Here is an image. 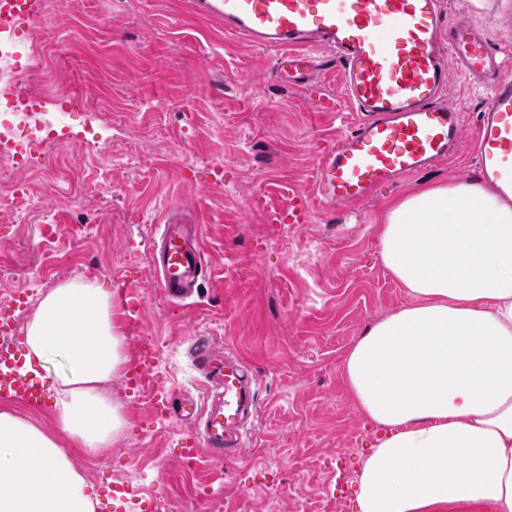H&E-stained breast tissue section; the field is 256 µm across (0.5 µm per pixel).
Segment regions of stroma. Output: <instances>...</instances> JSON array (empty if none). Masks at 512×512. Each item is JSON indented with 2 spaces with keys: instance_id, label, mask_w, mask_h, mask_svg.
Instances as JSON below:
<instances>
[{
  "instance_id": "stroma-1",
  "label": "stroma",
  "mask_w": 512,
  "mask_h": 512,
  "mask_svg": "<svg viewBox=\"0 0 512 512\" xmlns=\"http://www.w3.org/2000/svg\"><path fill=\"white\" fill-rule=\"evenodd\" d=\"M443 17H467L492 46L512 56V0H441ZM21 58L42 75L46 97L68 101L65 127L29 128L56 143L62 177L46 158L20 172L24 198L0 199V307L18 310L10 341L23 354L39 299L73 280L112 290V325L123 362L104 391L125 425L111 448L93 454L60 433L51 408L19 412L56 435L99 500L131 490L152 512H355L356 479L378 433L366 425L337 372L354 340L407 303L387 273L375 224L381 207L422 184L478 174L472 143L487 98L450 72L440 101L454 108L462 137L447 161L383 188L356 207H311L306 223L270 224L265 212L289 189L314 190L321 155L358 120L342 101L340 64L318 50L312 80L271 77L274 51L225 33L191 0H44L17 26ZM336 106L319 111L314 102ZM199 225L207 260L198 295L170 301L157 291L151 257L160 225ZM137 330H130L133 314ZM209 336L256 375L259 416L235 459L180 468L171 451L192 424L153 415L126 383L142 354L173 398L200 396L189 348Z\"/></svg>"
}]
</instances>
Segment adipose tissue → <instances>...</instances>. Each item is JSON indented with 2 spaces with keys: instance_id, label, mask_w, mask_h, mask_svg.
Instances as JSON below:
<instances>
[{
  "instance_id": "obj_1",
  "label": "adipose tissue",
  "mask_w": 512,
  "mask_h": 512,
  "mask_svg": "<svg viewBox=\"0 0 512 512\" xmlns=\"http://www.w3.org/2000/svg\"><path fill=\"white\" fill-rule=\"evenodd\" d=\"M382 263L408 304L367 327L340 376L377 445L357 478V512H512V203L477 178L387 203ZM112 292L53 288L26 324V362L51 381L62 431L111 448L124 418L101 388L122 363ZM93 487L55 438L0 411V512H95Z\"/></svg>"
}]
</instances>
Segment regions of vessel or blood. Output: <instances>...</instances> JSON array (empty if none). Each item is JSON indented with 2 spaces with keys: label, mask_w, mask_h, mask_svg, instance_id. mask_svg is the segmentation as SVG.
<instances>
[{
  "label": "vessel or blood",
  "mask_w": 512,
  "mask_h": 512,
  "mask_svg": "<svg viewBox=\"0 0 512 512\" xmlns=\"http://www.w3.org/2000/svg\"><path fill=\"white\" fill-rule=\"evenodd\" d=\"M195 6L223 22L225 32L276 49L272 77L279 83L311 73L316 50L336 55L344 98L361 119L317 166L313 196L320 203H366L428 163L447 160L462 132L458 113L437 102L452 62L464 79L488 85L474 140L480 178L512 195V66L499 60L473 21L443 22L440 0H196ZM41 11L42 0H0V24L13 26ZM288 196L290 205L270 213V223H304L302 195L292 189ZM155 264L164 297L182 299L198 290L206 272L198 227L166 225ZM193 349L204 374L202 403L174 404L151 377L150 357L127 376L131 389L148 392L156 414L176 410L195 422V435L175 451L191 468L203 454L215 460L239 455L243 426L257 414L259 385L240 359L209 338L195 337ZM47 400L42 380L1 350L0 401L39 408Z\"/></svg>",
  "instance_id": "b4317fda"
}]
</instances>
